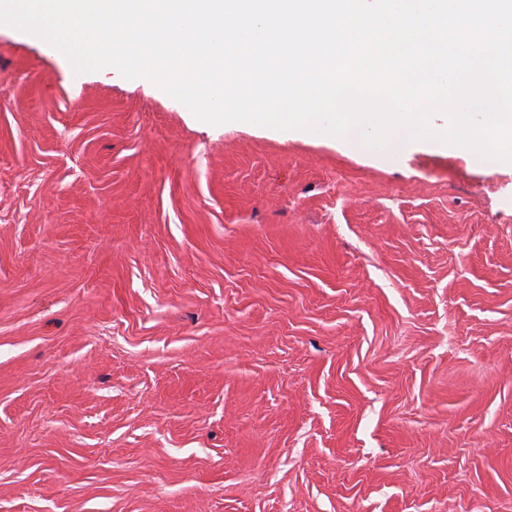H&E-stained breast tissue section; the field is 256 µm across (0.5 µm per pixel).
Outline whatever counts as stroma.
<instances>
[{"instance_id":"1","label":"stroma","mask_w":512,"mask_h":512,"mask_svg":"<svg viewBox=\"0 0 512 512\" xmlns=\"http://www.w3.org/2000/svg\"><path fill=\"white\" fill-rule=\"evenodd\" d=\"M0 512H512V164L1 28Z\"/></svg>"}]
</instances>
